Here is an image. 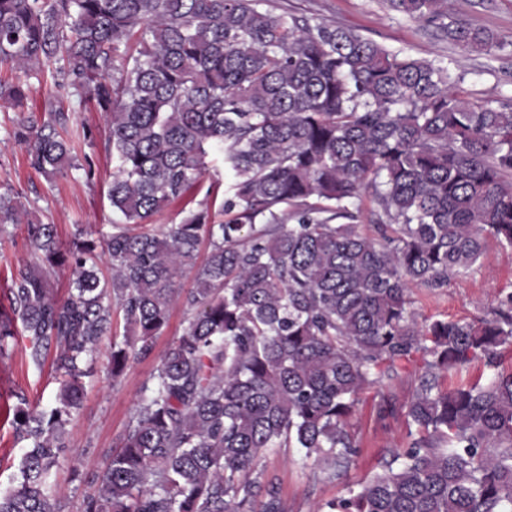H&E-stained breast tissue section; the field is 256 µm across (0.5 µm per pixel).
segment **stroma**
<instances>
[{"mask_svg": "<svg viewBox=\"0 0 512 512\" xmlns=\"http://www.w3.org/2000/svg\"><path fill=\"white\" fill-rule=\"evenodd\" d=\"M264 7L277 16L303 17L355 29L391 50L402 49L430 60H450L451 79L471 102L486 104L512 98V53H461L439 30L391 13L383 0H265ZM448 12L512 42V0H448ZM56 100L71 113L72 128L85 123L96 129L94 142L79 138L72 141L75 160L93 155L97 166L95 178L86 180L81 170L70 167L49 180L32 169L25 145L10 134L19 112L0 103V192L18 193L32 221L56 225L59 240L66 246L79 224L109 232L116 217L108 199L114 163L102 114L77 97L58 99L51 78L33 83L24 112L45 120L50 102ZM223 200L224 165L217 158L204 180L156 213L150 226L163 230L167 225L180 223L188 211L207 205L219 209ZM37 262L24 225L9 224L0 230V309L8 305L6 295L12 274ZM509 291L512 250L502 249L491 241L473 269L452 277L447 287L434 292L415 289L414 308L422 319H471L490 313L496 305V295ZM187 318L181 305H173L167 327L157 336L152 352L132 356L119 377H112L106 352L96 354L94 370L84 380L81 405L67 425L69 448L50 479L60 512H85L87 500L96 494L112 452L120 446L144 383L182 334ZM26 345L24 336H17L0 358L1 487L8 486L17 473L23 448L5 417L6 410L15 404L19 392L26 394L32 407L45 408L54 403L59 388L52 360H45L39 367L31 364ZM419 375L418 365L408 364L400 370L398 378L362 394L350 420V430L360 443V451L340 475H329L295 448L266 452L260 465L266 476L279 484L288 512H315L317 504L345 496L356 482L380 471L387 448L405 442L408 427L399 414L380 419L377 405L387 395L401 403L410 400L419 384Z\"/></svg>", "mask_w": 512, "mask_h": 512, "instance_id": "1", "label": "stroma"}]
</instances>
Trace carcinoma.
Masks as SVG:
<instances>
[{
  "label": "carcinoma",
  "instance_id": "obj_1",
  "mask_svg": "<svg viewBox=\"0 0 512 512\" xmlns=\"http://www.w3.org/2000/svg\"><path fill=\"white\" fill-rule=\"evenodd\" d=\"M262 2L0 0V65L15 73L0 101L24 108L30 80L48 73L102 112L121 216L97 237L77 227L66 248L56 225L26 224L41 264L12 277L0 352L20 320L35 365L55 349L60 388L41 411L18 396L12 424L27 445L0 512H58L47 481L112 310L125 322L110 345L115 378L130 353H151L175 303L187 325L86 512H288L259 467L264 453L302 448L333 473L346 467L360 448L349 420L361 394L416 360L420 384L402 409L417 437L318 512H512V371L498 364L512 347V292L490 317L421 324L410 298L413 285L434 292L470 271L490 238L512 249V101L472 104L441 60ZM386 2L466 52L504 48L448 18L446 0ZM49 112L12 135L51 180L73 157L71 115ZM215 149L230 181L218 213L131 232L198 183ZM25 215L0 194V230ZM366 218L379 237L361 231ZM64 265L74 278L58 301L49 273ZM186 268L193 285L178 288ZM478 360L486 381L441 388Z\"/></svg>",
  "mask_w": 512,
  "mask_h": 512
}]
</instances>
